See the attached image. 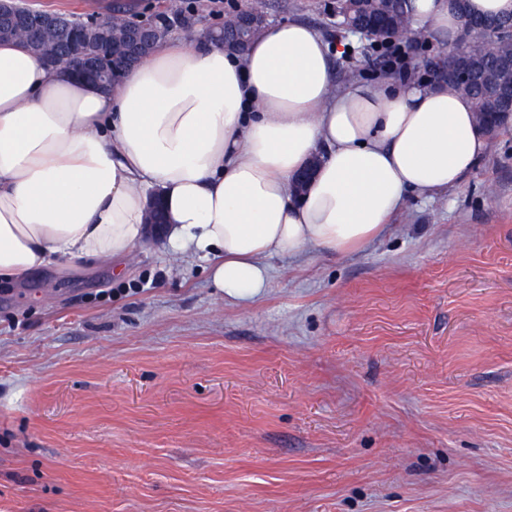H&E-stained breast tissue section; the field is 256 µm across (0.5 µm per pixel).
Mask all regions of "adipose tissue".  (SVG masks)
<instances>
[{
	"instance_id": "ef3b65f1",
	"label": "adipose tissue",
	"mask_w": 512,
	"mask_h": 512,
	"mask_svg": "<svg viewBox=\"0 0 512 512\" xmlns=\"http://www.w3.org/2000/svg\"><path fill=\"white\" fill-rule=\"evenodd\" d=\"M407 11L454 41L448 0ZM487 148L471 101L447 88L336 87L328 44L303 22L265 24L242 54L202 26L169 37L111 92L0 41V283L129 256L157 196L174 256L211 259L215 288L248 301L269 258L363 248L409 195L462 185Z\"/></svg>"
}]
</instances>
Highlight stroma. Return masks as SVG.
I'll return each mask as SVG.
<instances>
[{"instance_id":"1","label":"stroma","mask_w":512,"mask_h":512,"mask_svg":"<svg viewBox=\"0 0 512 512\" xmlns=\"http://www.w3.org/2000/svg\"><path fill=\"white\" fill-rule=\"evenodd\" d=\"M328 5L267 12L333 44ZM208 267L149 239L0 288V512H512V123L363 249L270 259L246 303Z\"/></svg>"}]
</instances>
